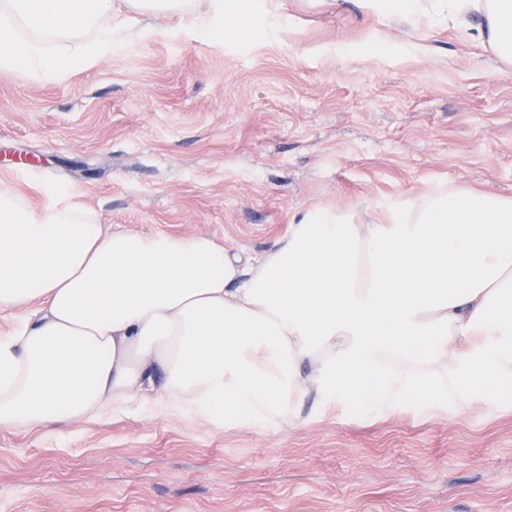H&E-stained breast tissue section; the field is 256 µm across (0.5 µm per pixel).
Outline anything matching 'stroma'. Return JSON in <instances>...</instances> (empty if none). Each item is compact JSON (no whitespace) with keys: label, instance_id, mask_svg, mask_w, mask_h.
Masks as SVG:
<instances>
[{"label":"stroma","instance_id":"obj_1","mask_svg":"<svg viewBox=\"0 0 512 512\" xmlns=\"http://www.w3.org/2000/svg\"><path fill=\"white\" fill-rule=\"evenodd\" d=\"M52 84L0 79V183L115 229L259 253L310 207L357 221L476 187L512 196V64L354 0L242 20L130 17ZM0 512H512V389L467 408L309 397L293 424L180 409L0 428Z\"/></svg>","mask_w":512,"mask_h":512}]
</instances>
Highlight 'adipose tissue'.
I'll return each instance as SVG.
<instances>
[{"instance_id":"adipose-tissue-1","label":"adipose tissue","mask_w":512,"mask_h":512,"mask_svg":"<svg viewBox=\"0 0 512 512\" xmlns=\"http://www.w3.org/2000/svg\"><path fill=\"white\" fill-rule=\"evenodd\" d=\"M448 20L512 61V0H358ZM142 15L210 23L197 0H0V79L92 67ZM0 428H50L149 406L294 422L310 396L470 403L512 386V197L465 188L356 224L299 211L258 254L205 236L113 229L0 184Z\"/></svg>"}]
</instances>
